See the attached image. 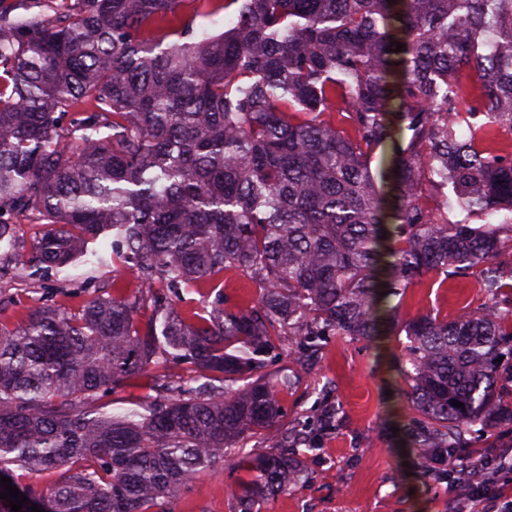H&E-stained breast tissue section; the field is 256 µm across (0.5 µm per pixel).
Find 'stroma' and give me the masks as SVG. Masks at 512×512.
Returning a JSON list of instances; mask_svg holds the SVG:
<instances>
[{"mask_svg":"<svg viewBox=\"0 0 512 512\" xmlns=\"http://www.w3.org/2000/svg\"><path fill=\"white\" fill-rule=\"evenodd\" d=\"M39 224L18 225L12 252L0 250V311L11 322L22 321L39 307L77 309L88 293L111 290L121 282L136 291L140 282L126 265L94 271L91 281L63 280L47 273L22 279L15 257L27 254L42 233ZM480 271L430 274L409 288L400 303L402 319L432 312L453 319L467 306L483 303ZM404 333L384 340L381 348L338 337L322 341L318 351L301 361H288L291 387L278 391L283 425L305 431L307 442L295 453L307 473L305 483L261 500L259 512H448V476L432 475L419 466L407 445L414 413L406 384L398 372ZM512 456V425L472 435L468 447L449 459L462 467L483 458ZM247 471L218 466L216 472L192 479L171 504L173 512H240L234 488L249 480Z\"/></svg>","mask_w":512,"mask_h":512,"instance_id":"stroma-1","label":"stroma"}]
</instances>
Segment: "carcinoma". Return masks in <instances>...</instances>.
<instances>
[{
    "mask_svg": "<svg viewBox=\"0 0 512 512\" xmlns=\"http://www.w3.org/2000/svg\"><path fill=\"white\" fill-rule=\"evenodd\" d=\"M209 4L0 0V244L34 220L18 276L119 260L140 280L0 320V477L46 512H172L220 463L251 472L241 512L301 483L275 336L294 359L405 332L428 472L512 424V216L469 222L512 213V161L481 146L512 131V0H224V31L198 36ZM476 266L484 305L400 320L407 288ZM226 271L258 286L254 305L227 304ZM149 369L151 400L94 407ZM255 431L264 451L236 447ZM18 470L57 478L41 491Z\"/></svg>",
    "mask_w": 512,
    "mask_h": 512,
    "instance_id": "1",
    "label": "carcinoma"
}]
</instances>
